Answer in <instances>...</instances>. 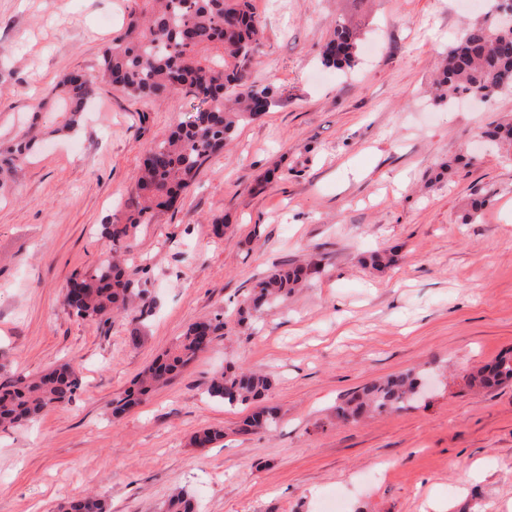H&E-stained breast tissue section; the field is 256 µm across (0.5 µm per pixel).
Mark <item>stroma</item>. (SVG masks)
I'll return each mask as SVG.
<instances>
[{"label":"stroma","instance_id":"stroma-1","mask_svg":"<svg viewBox=\"0 0 512 512\" xmlns=\"http://www.w3.org/2000/svg\"><path fill=\"white\" fill-rule=\"evenodd\" d=\"M265 40L254 80L277 107L239 129L171 209L122 254L146 291L134 317L77 318L63 303L95 264L101 225L137 208L147 147L184 120L186 99H135L101 81L84 126L51 138L0 196V383L61 362L82 387L36 421L0 428V512H57L86 493L111 512H157L179 488L200 512H512V384L469 388L473 367L512 350V148L490 124L512 95L434 102L441 58L493 0H253ZM142 0H0V150L67 72L97 74ZM361 31L340 71L318 52L338 18ZM486 204L474 223L460 215ZM229 228L216 236L215 219ZM396 248V265L362 260ZM304 288L251 326L234 311L287 263ZM224 334L121 417L112 402L187 326ZM268 374L276 428L243 434L246 407L209 398L227 367ZM431 380L408 410L337 421L365 383ZM207 427L224 438L191 439Z\"/></svg>","mask_w":512,"mask_h":512}]
</instances>
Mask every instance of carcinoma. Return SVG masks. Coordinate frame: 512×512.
Listing matches in <instances>:
<instances>
[{
  "mask_svg": "<svg viewBox=\"0 0 512 512\" xmlns=\"http://www.w3.org/2000/svg\"><path fill=\"white\" fill-rule=\"evenodd\" d=\"M150 11L133 17L118 38L102 53L100 73L114 86L135 98L164 101L191 99L192 111L168 135L146 152L136 193L141 199L129 223L103 226L106 258L91 270L75 274L64 293V304L84 321L112 319L144 301V290L129 278L124 266L112 256L130 240L141 224H150L155 213L173 207L186 193L202 165L234 139L238 129L259 118L279 103L269 86L251 79V69L264 37L252 0H146ZM359 31L338 21L321 47L322 64L351 67L357 61ZM95 79L75 72L65 74L58 90L66 102L62 124L53 135L79 130L84 112L95 94ZM438 101L457 95L482 92L493 97L512 93V19L499 16L493 25L476 24L463 30L438 65L434 81ZM50 102L43 101L12 145L0 152V194L7 192L26 165L43 135L42 118ZM497 145L512 146V123L496 124L484 132ZM309 277L308 267L290 264L276 268L252 286L237 309V323L249 325L272 305L288 297ZM224 335V319L217 314L191 323L176 349L158 358L117 400L118 417L139 404L155 386L164 384L207 349L205 337ZM422 376L408 371L364 385L360 392L336 405V418L348 420L365 413H395L410 406L418 394ZM512 381V357L502 356L469 376L471 386L492 388ZM77 371L68 363L56 365L29 379L18 376L0 384V427L33 421L46 409L71 402L81 389ZM268 376L255 371L227 368L207 389L210 398L227 405L251 404L270 389ZM277 412L263 407L247 416L241 431L258 433L273 428ZM224 438L219 428H205L193 437L198 447ZM64 512H108L100 496L75 497ZM162 512H197L196 501L181 489L162 505Z\"/></svg>",
  "mask_w": 512,
  "mask_h": 512,
  "instance_id": "1",
  "label": "carcinoma"
}]
</instances>
